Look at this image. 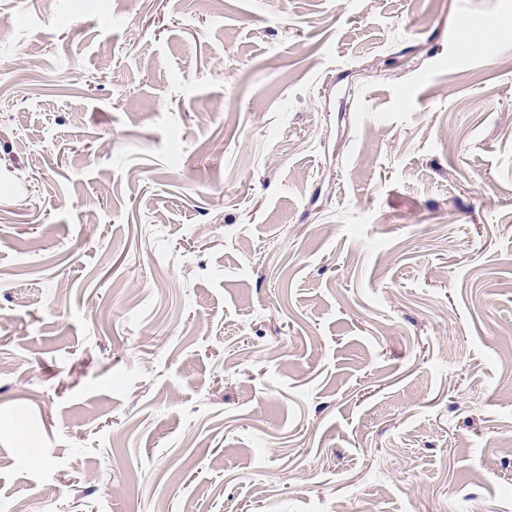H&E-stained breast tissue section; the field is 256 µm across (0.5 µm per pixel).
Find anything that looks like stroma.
I'll return each instance as SVG.
<instances>
[{"label": "stroma", "instance_id": "35a3bbf8", "mask_svg": "<svg viewBox=\"0 0 512 512\" xmlns=\"http://www.w3.org/2000/svg\"><path fill=\"white\" fill-rule=\"evenodd\" d=\"M1 30L0 512H512V0Z\"/></svg>", "mask_w": 512, "mask_h": 512}]
</instances>
